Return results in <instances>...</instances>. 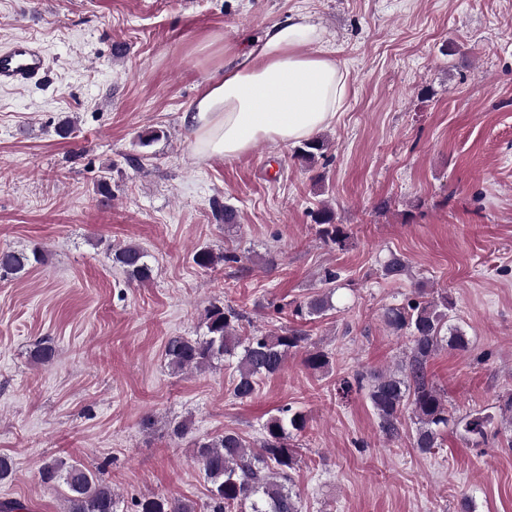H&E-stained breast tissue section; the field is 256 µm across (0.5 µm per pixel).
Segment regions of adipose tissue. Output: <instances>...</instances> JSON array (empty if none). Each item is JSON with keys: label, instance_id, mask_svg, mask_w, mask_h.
<instances>
[{"label": "adipose tissue", "instance_id": "ef3b65f1", "mask_svg": "<svg viewBox=\"0 0 512 512\" xmlns=\"http://www.w3.org/2000/svg\"><path fill=\"white\" fill-rule=\"evenodd\" d=\"M348 75L326 47L322 28L297 12L267 26L248 51L224 47V76L183 112L197 152L223 160L262 140L289 144L335 123Z\"/></svg>", "mask_w": 512, "mask_h": 512}]
</instances>
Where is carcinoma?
I'll use <instances>...</instances> for the list:
<instances>
[{"label":"carcinoma","mask_w":512,"mask_h":512,"mask_svg":"<svg viewBox=\"0 0 512 512\" xmlns=\"http://www.w3.org/2000/svg\"><path fill=\"white\" fill-rule=\"evenodd\" d=\"M327 149V140L315 137L302 142L294 155L311 163L324 157ZM314 222L321 238L344 246L347 232L335 223L331 209L318 210ZM47 256L41 245L28 252L3 248L0 278L23 275L45 264ZM113 260L131 283L144 284L152 279L153 267L148 255L137 244L114 248ZM240 261L241 256L234 251L215 253L208 247L193 254V262L204 271L220 262ZM408 272L406 261L397 254L391 255L382 267V275L392 280L406 277ZM336 279L337 273L326 272L325 291L307 297L296 312L322 317L335 309L332 298L336 293ZM454 307L448 293L430 297L420 288L406 303L385 308L384 325L392 334L407 339V351L398 369L369 377L358 374L354 381L344 379L339 386L345 395L354 387L367 389L379 430L391 440L400 437L405 418H410L415 425L413 445L424 453L440 447L442 432L451 421L475 444L485 441L495 425V416L481 411L455 418L448 400L428 379V364L438 351L446 347L462 353L471 348L466 331L451 315ZM205 325L206 334L202 337L168 339L164 347L167 364L179 373L203 371L218 360L237 359L232 396L240 401L251 399L261 379L280 373L288 356L303 349L306 350L304 362L309 368L323 370L329 365L328 354L307 346V337L297 329L281 327L241 335V314L222 304L214 303L206 310ZM55 356L56 349L48 341L36 343L31 350L36 364H48ZM306 426L304 413L284 407L262 424V438L257 447L230 429L219 436L195 441L194 458L210 484L207 512H301V499L293 480L298 466L294 439ZM38 478L48 488L64 487V512H117L118 494L112 484L76 461L62 458L46 461L38 469ZM133 507L134 512H195L189 501L165 496H143L134 501Z\"/></svg>","instance_id":"carcinoma-1"}]
</instances>
